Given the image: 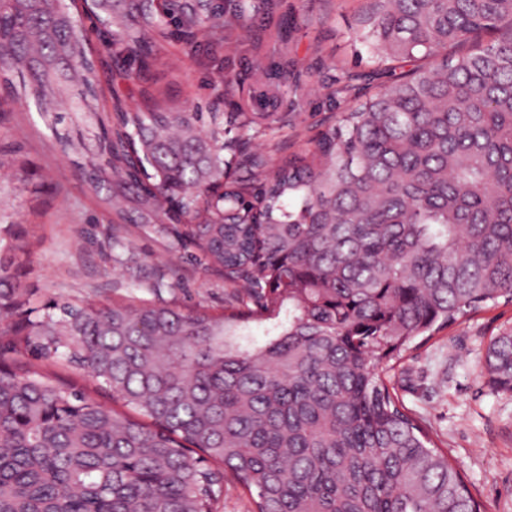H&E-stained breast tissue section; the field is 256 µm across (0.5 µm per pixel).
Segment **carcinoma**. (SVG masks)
Returning <instances> with one entry per match:
<instances>
[{
  "instance_id": "1",
  "label": "carcinoma",
  "mask_w": 512,
  "mask_h": 512,
  "mask_svg": "<svg viewBox=\"0 0 512 512\" xmlns=\"http://www.w3.org/2000/svg\"><path fill=\"white\" fill-rule=\"evenodd\" d=\"M167 16L153 0L88 13L120 46L113 61L145 65ZM353 34L376 92L269 168L248 131L275 113L175 111L147 89L100 111L110 64L63 0H0V82L100 203L251 303L36 305L18 279L28 232L0 224V318L28 313L0 355L31 360L0 370V512H216L227 477L249 512H480L382 372L460 314L512 304V0H369ZM85 122L73 141L68 125ZM217 181L212 205L200 187ZM482 373L512 394V330ZM57 379L61 382L67 384H74L78 388L82 389L89 397L94 400L104 403L109 407H113L119 412H126L129 415L135 417L136 419L146 421L131 411H129L126 407L122 406L121 402L112 401V395L102 389H99L97 384L90 379L82 376L80 372L74 368H59V367H51Z\"/></svg>"
}]
</instances>
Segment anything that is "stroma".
<instances>
[{
    "label": "stroma",
    "instance_id": "1",
    "mask_svg": "<svg viewBox=\"0 0 512 512\" xmlns=\"http://www.w3.org/2000/svg\"><path fill=\"white\" fill-rule=\"evenodd\" d=\"M209 23L170 20L169 37L149 67L130 62L98 75L100 106L113 97L137 103L159 89L170 107L211 102L233 112L260 87L262 74L280 76L275 123L252 137L270 164L307 147L322 124L367 92L370 54L351 27L367 0H204ZM291 20L281 51L270 33ZM0 224H32L38 239L23 260L21 282L35 302L89 297L104 303H165L224 309L232 289L222 276L188 262L169 264V249L133 228L116 231L124 247L104 261L94 240L111 216L79 171L55 147L34 105L0 86ZM512 328V306L460 316L439 337L422 342L397 367L394 382L406 410L441 441L481 512H512V394L493 390L481 373L494 336Z\"/></svg>",
    "mask_w": 512,
    "mask_h": 512
}]
</instances>
